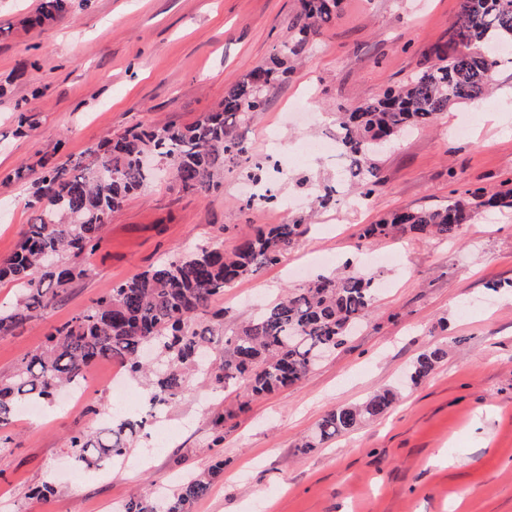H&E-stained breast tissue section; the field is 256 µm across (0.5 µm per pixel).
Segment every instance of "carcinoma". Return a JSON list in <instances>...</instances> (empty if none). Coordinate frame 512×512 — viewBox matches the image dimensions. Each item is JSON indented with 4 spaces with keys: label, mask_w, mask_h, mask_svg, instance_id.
Instances as JSON below:
<instances>
[{
    "label": "carcinoma",
    "mask_w": 512,
    "mask_h": 512,
    "mask_svg": "<svg viewBox=\"0 0 512 512\" xmlns=\"http://www.w3.org/2000/svg\"><path fill=\"white\" fill-rule=\"evenodd\" d=\"M338 4L300 0L288 40L227 90L217 111L185 126L129 130L101 143L86 163L59 165L46 155L40 176L32 181L29 168L15 170V180L30 182L38 215L23 232L19 249L0 262V281L8 279L19 288L14 303L0 304V334L42 317L70 284L86 276L83 257L101 245L112 212L151 179L146 158L168 166L184 192L222 187L224 166L246 153L228 119L247 124L262 112L265 92L286 77L290 60L303 55L309 35L336 19ZM68 8L69 0H40L29 24L62 18ZM497 47L512 48V0H460L448 44L434 50L430 65L400 87L350 112L336 113V145L346 165L336 174V184L323 188L320 200L332 201L345 183L364 197L383 186L378 163L383 149L377 141L386 146L403 130L429 127L451 106L485 95L493 71L503 63L494 55ZM503 206H512V191L489 196L476 187L442 208L394 211L366 225L360 238L408 234L454 239L481 212ZM305 231L301 220L268 224L243 235L231 250L202 248L168 258L52 327L45 344L26 354L11 376L0 379V449L12 442L4 431L18 402H52L57 389L86 384L91 367L103 359L119 362L134 378L147 377L154 409L176 402L195 377L220 389L237 386L251 396L304 378L320 358L344 346L351 329L368 316L375 276L347 261L342 272L321 274L286 290L231 330L226 328L227 311L213 309L212 303L235 281L279 263ZM443 357L439 347L420 354L410 369V382L428 377ZM397 400L398 392L385 387L360 404L333 408L301 448H321L362 422L385 416ZM147 422L145 416L120 412L94 434L71 436L74 463L101 469L125 455ZM223 473L224 461L218 460L186 478L161 502L132 495L119 512H189Z\"/></svg>",
    "instance_id": "1"
}]
</instances>
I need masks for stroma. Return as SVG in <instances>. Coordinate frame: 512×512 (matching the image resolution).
<instances>
[{"label":"stroma","mask_w":512,"mask_h":512,"mask_svg":"<svg viewBox=\"0 0 512 512\" xmlns=\"http://www.w3.org/2000/svg\"><path fill=\"white\" fill-rule=\"evenodd\" d=\"M39 0H0V259L14 252L36 211L29 184L14 180L47 152L60 163L87 161L105 138L154 123L187 125L214 111L224 92L288 37L298 0H72L69 14L30 28ZM459 0H341L338 16L314 35L288 76L269 90L263 112L238 128L246 158L224 168V185L182 191L163 176L131 196L107 224L87 276L55 307L0 335V376L41 347L50 327L91 305L112 285L196 248L231 249L259 224L303 217L308 231L279 264L264 267L215 300L228 325L257 305L335 265L360 258L385 286L356 335L298 384L252 399L242 390L192 380L156 423L147 424L111 473L73 466L65 446L101 426L111 410L108 382L119 365L103 359L82 400L40 405L38 420L17 411L14 442L0 451V512H116L188 474L224 461V473L192 512H512V208L465 225L458 239H360L363 225L406 207L440 208L451 193L483 186L512 190V66L496 90L459 103L430 127L405 133L380 158L385 184L365 200L344 196L280 213L244 209L247 172L276 136L293 148L332 132L336 108H355L398 87L448 41ZM28 128H20V117ZM340 159L319 155L287 172L264 168L278 199L333 184ZM446 351L421 383L408 386L382 419L304 453L298 448L331 408L397 385L423 351ZM233 411L223 432L214 418ZM51 483L52 495L31 496Z\"/></svg>","instance_id":"35a3bbf8"}]
</instances>
